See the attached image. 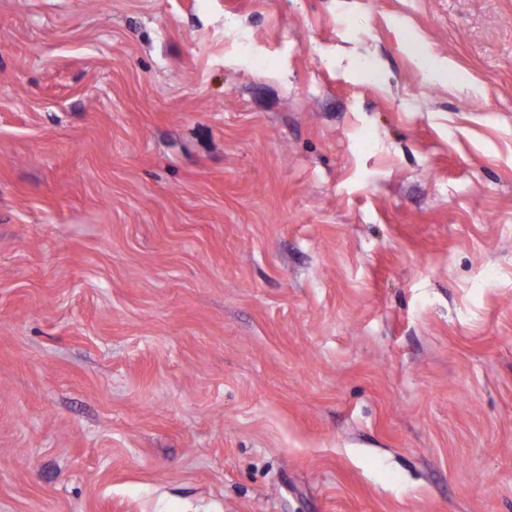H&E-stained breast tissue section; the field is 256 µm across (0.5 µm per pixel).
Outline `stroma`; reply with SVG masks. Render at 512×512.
Here are the masks:
<instances>
[{"instance_id":"35a3bbf8","label":"stroma","mask_w":512,"mask_h":512,"mask_svg":"<svg viewBox=\"0 0 512 512\" xmlns=\"http://www.w3.org/2000/svg\"><path fill=\"white\" fill-rule=\"evenodd\" d=\"M0 512H512V0H0Z\"/></svg>"}]
</instances>
